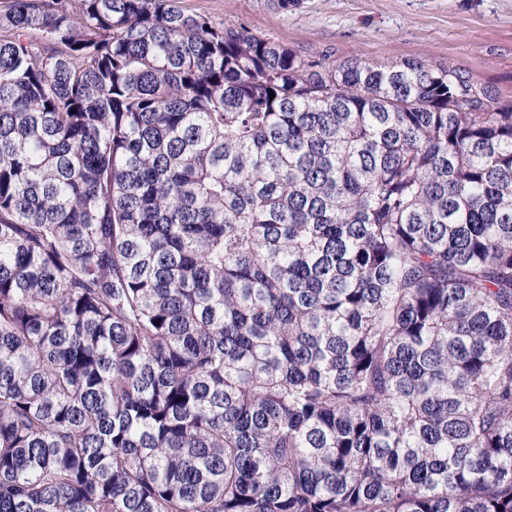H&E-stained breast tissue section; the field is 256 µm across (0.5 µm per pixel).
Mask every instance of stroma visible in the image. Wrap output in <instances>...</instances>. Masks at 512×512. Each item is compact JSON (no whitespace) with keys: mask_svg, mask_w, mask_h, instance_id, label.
<instances>
[{"mask_svg":"<svg viewBox=\"0 0 512 512\" xmlns=\"http://www.w3.org/2000/svg\"><path fill=\"white\" fill-rule=\"evenodd\" d=\"M306 55L371 65L453 63L512 106V0H181Z\"/></svg>","mask_w":512,"mask_h":512,"instance_id":"stroma-1","label":"stroma"}]
</instances>
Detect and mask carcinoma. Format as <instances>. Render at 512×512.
I'll return each mask as SVG.
<instances>
[{"instance_id":"obj_1","label":"carcinoma","mask_w":512,"mask_h":512,"mask_svg":"<svg viewBox=\"0 0 512 512\" xmlns=\"http://www.w3.org/2000/svg\"><path fill=\"white\" fill-rule=\"evenodd\" d=\"M0 512H512V107L0 0Z\"/></svg>"}]
</instances>
